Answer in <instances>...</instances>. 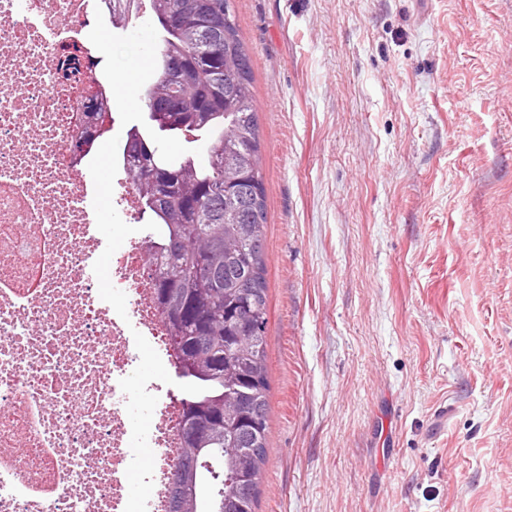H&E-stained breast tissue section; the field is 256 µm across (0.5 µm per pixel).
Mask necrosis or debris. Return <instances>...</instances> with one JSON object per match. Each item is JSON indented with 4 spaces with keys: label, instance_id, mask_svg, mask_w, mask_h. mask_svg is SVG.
<instances>
[{
    "label": "necrosis or debris",
    "instance_id": "necrosis-or-debris-1",
    "mask_svg": "<svg viewBox=\"0 0 512 512\" xmlns=\"http://www.w3.org/2000/svg\"><path fill=\"white\" fill-rule=\"evenodd\" d=\"M102 11V0H0V512H169L181 408L167 377L140 370L145 348L175 362L142 235L106 249L111 286L87 270L104 249L91 166L124 148L84 112L112 95L101 44L81 37ZM138 447L155 454L149 493L133 501Z\"/></svg>",
    "mask_w": 512,
    "mask_h": 512
}]
</instances>
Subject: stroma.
Here are the masks:
<instances>
[{
  "label": "stroma",
  "mask_w": 512,
  "mask_h": 512,
  "mask_svg": "<svg viewBox=\"0 0 512 512\" xmlns=\"http://www.w3.org/2000/svg\"><path fill=\"white\" fill-rule=\"evenodd\" d=\"M267 207L255 512H512V0H232ZM112 136L160 71L100 24Z\"/></svg>",
  "instance_id": "1"
}]
</instances>
